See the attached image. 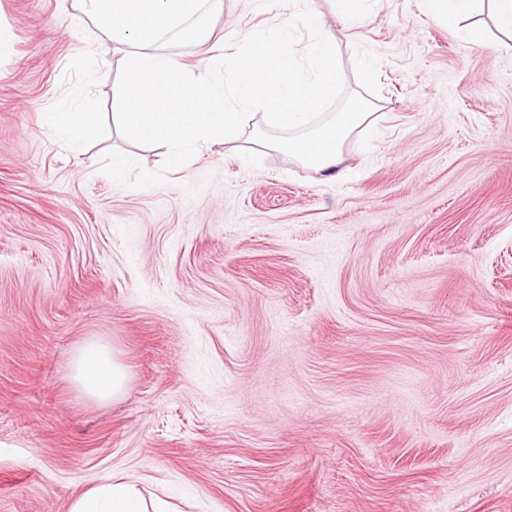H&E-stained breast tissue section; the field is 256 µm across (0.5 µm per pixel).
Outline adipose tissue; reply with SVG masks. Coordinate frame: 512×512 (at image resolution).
I'll list each match as a JSON object with an SVG mask.
<instances>
[{
    "label": "adipose tissue",
    "instance_id": "1",
    "mask_svg": "<svg viewBox=\"0 0 512 512\" xmlns=\"http://www.w3.org/2000/svg\"><path fill=\"white\" fill-rule=\"evenodd\" d=\"M427 15L461 36L476 35V19L490 15L495 27L512 37V0H425ZM47 123L71 145L82 144L98 134L96 122L84 112L59 116L47 113ZM74 378L86 395L108 402L120 396L126 371L108 344L91 339L81 344L73 361ZM71 512H169L162 498L146 499L137 482L120 479L86 491L75 501Z\"/></svg>",
    "mask_w": 512,
    "mask_h": 512
}]
</instances>
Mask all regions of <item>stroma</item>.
Returning a JSON list of instances; mask_svg holds the SVG:
<instances>
[{
  "label": "stroma",
  "mask_w": 512,
  "mask_h": 512,
  "mask_svg": "<svg viewBox=\"0 0 512 512\" xmlns=\"http://www.w3.org/2000/svg\"><path fill=\"white\" fill-rule=\"evenodd\" d=\"M335 37L376 106L323 174L251 137L124 187L121 53L65 0H0V512H71L143 479L176 512H512V49L423 0H370ZM280 5L219 0L193 65ZM105 64L90 68L91 55ZM48 112H89L74 151ZM96 337L127 372L70 378ZM73 371L81 391L96 400H114L124 390L126 371L113 348L100 340L90 339L79 346Z\"/></svg>",
  "instance_id": "stroma-1"
}]
</instances>
